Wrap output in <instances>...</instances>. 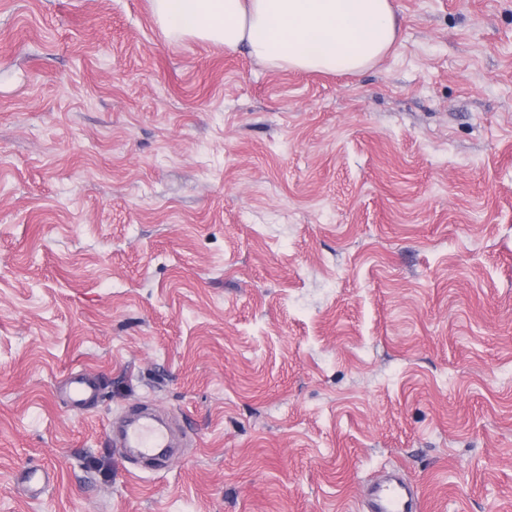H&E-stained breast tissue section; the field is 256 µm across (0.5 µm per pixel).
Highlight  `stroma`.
<instances>
[{
	"instance_id": "stroma-1",
	"label": "stroma",
	"mask_w": 512,
	"mask_h": 512,
	"mask_svg": "<svg viewBox=\"0 0 512 512\" xmlns=\"http://www.w3.org/2000/svg\"><path fill=\"white\" fill-rule=\"evenodd\" d=\"M393 5L353 77L0 0V512H512V0ZM125 443L131 448H139L144 454H149L155 448L163 447L164 433L152 419H138L127 432ZM368 512H421V490L399 471L388 472L365 492Z\"/></svg>"
}]
</instances>
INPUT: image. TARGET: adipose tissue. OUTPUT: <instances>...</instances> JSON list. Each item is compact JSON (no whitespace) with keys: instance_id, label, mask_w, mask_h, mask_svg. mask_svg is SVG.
Returning <instances> with one entry per match:
<instances>
[{"instance_id":"ef3b65f1","label":"adipose tissue","mask_w":512,"mask_h":512,"mask_svg":"<svg viewBox=\"0 0 512 512\" xmlns=\"http://www.w3.org/2000/svg\"><path fill=\"white\" fill-rule=\"evenodd\" d=\"M167 33L245 48L281 69L357 75L397 43L392 0H152Z\"/></svg>"}]
</instances>
